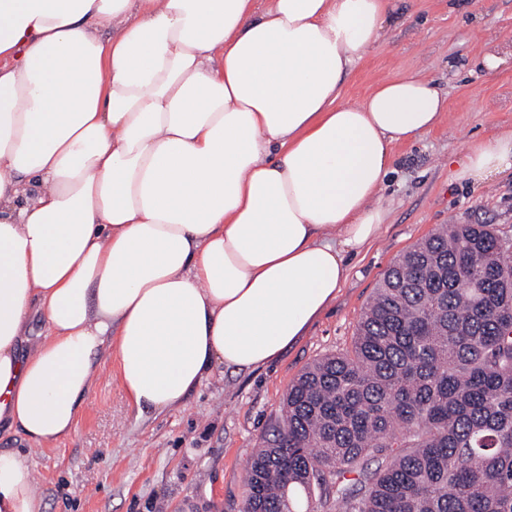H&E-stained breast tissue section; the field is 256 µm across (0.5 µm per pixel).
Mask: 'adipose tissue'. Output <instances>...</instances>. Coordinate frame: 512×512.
<instances>
[{
  "label": "adipose tissue",
  "instance_id": "adipose-tissue-1",
  "mask_svg": "<svg viewBox=\"0 0 512 512\" xmlns=\"http://www.w3.org/2000/svg\"><path fill=\"white\" fill-rule=\"evenodd\" d=\"M391 0H0V421L51 446L116 354L138 412L273 363L389 209L391 148L446 110L407 74L342 102ZM512 132L473 143L479 185ZM45 333L22 353L26 328ZM0 452V512H43Z\"/></svg>",
  "mask_w": 512,
  "mask_h": 512
}]
</instances>
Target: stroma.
<instances>
[{
	"label": "stroma",
	"instance_id": "1",
	"mask_svg": "<svg viewBox=\"0 0 512 512\" xmlns=\"http://www.w3.org/2000/svg\"><path fill=\"white\" fill-rule=\"evenodd\" d=\"M491 53L502 61L490 70L483 59ZM420 71L448 110L429 133L393 146L386 224L352 257L335 301L279 359L215 371L180 407L144 413L109 359L70 439L46 448L0 430L1 451L27 454L45 512H240L246 466L280 420L289 385L324 354L351 350L388 266L441 224H492L512 237V172L482 186L459 176L471 143L512 131V0H393L382 43L346 76L342 99Z\"/></svg>",
	"mask_w": 512,
	"mask_h": 512
}]
</instances>
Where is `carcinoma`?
Segmentation results:
<instances>
[{
    "label": "carcinoma",
    "instance_id": "1",
    "mask_svg": "<svg viewBox=\"0 0 512 512\" xmlns=\"http://www.w3.org/2000/svg\"><path fill=\"white\" fill-rule=\"evenodd\" d=\"M508 241L445 224L390 264L352 349L288 387L241 512H512Z\"/></svg>",
    "mask_w": 512,
    "mask_h": 512
}]
</instances>
